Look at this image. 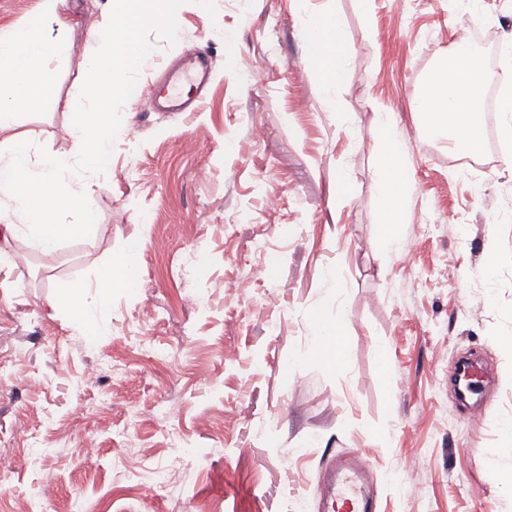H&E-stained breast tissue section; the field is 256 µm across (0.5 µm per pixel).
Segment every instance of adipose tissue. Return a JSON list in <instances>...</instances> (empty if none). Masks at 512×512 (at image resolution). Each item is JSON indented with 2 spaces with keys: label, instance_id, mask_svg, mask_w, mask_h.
Wrapping results in <instances>:
<instances>
[{
  "label": "adipose tissue",
  "instance_id": "adipose-tissue-1",
  "mask_svg": "<svg viewBox=\"0 0 512 512\" xmlns=\"http://www.w3.org/2000/svg\"><path fill=\"white\" fill-rule=\"evenodd\" d=\"M54 23L58 36L44 34ZM72 21L66 14V0H41V7L23 26L0 32V134L16 124L20 107L47 96L53 86L50 62L61 59L67 50L64 31ZM320 34L332 25L317 19ZM348 39H328L313 54L323 87L345 82L350 73L346 60ZM484 92L480 61L469 56L466 46H458L453 56L443 58L425 81L418 109L427 130L446 138L457 150L476 152L483 142L478 101ZM383 151L379 162L381 186V245L401 251L404 240L399 226L405 221L406 204L415 193V181L403 159L402 143L393 125L380 131ZM116 274H104L95 287L80 284L62 288L57 303L67 308L73 325L87 338L102 335L108 326L109 295L112 285L127 287L128 274L135 267L134 251H127L117 263Z\"/></svg>",
  "mask_w": 512,
  "mask_h": 512
}]
</instances>
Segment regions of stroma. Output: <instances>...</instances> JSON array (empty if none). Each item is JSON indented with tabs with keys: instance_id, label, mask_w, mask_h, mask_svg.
<instances>
[{
	"instance_id": "1",
	"label": "stroma",
	"mask_w": 512,
	"mask_h": 512,
	"mask_svg": "<svg viewBox=\"0 0 512 512\" xmlns=\"http://www.w3.org/2000/svg\"><path fill=\"white\" fill-rule=\"evenodd\" d=\"M112 2L68 0L78 24L52 65L55 93L19 109L16 133L71 150L97 48L87 29ZM214 3L212 15L196 0L177 8L175 44L148 32L112 167L94 180L95 234L52 254L19 237L0 253L10 512H303L320 475L353 450L374 512H512V485L489 466L512 420V223L498 220L512 152L482 149L487 174L475 181L417 109L466 0ZM316 14L350 43V77L330 92L312 61ZM196 53L212 70L196 111H143L160 66ZM387 123L416 181L401 227L421 241L412 254L378 248ZM132 246L140 286L113 289L107 332L87 339L58 291L96 282ZM321 318L341 322L339 364L318 351ZM469 352L493 371L476 421L450 382ZM90 368L99 378L87 386ZM90 436L100 452L88 462ZM134 445L141 454L117 459ZM412 478L425 498L408 496Z\"/></svg>"
}]
</instances>
